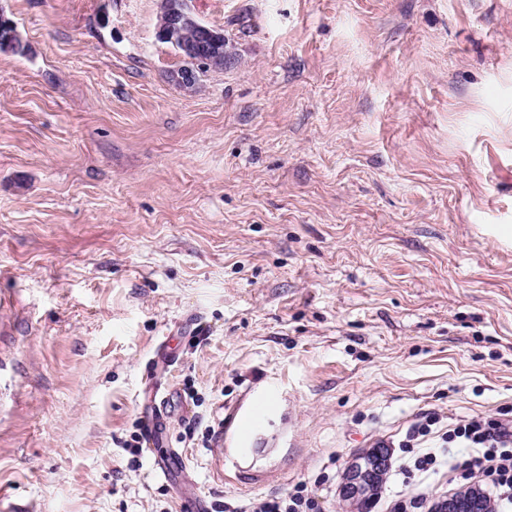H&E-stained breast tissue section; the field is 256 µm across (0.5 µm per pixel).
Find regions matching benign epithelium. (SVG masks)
Returning <instances> with one entry per match:
<instances>
[{
    "label": "benign epithelium",
    "mask_w": 512,
    "mask_h": 512,
    "mask_svg": "<svg viewBox=\"0 0 512 512\" xmlns=\"http://www.w3.org/2000/svg\"><path fill=\"white\" fill-rule=\"evenodd\" d=\"M166 20L160 25L159 33L163 41L179 48L187 55L195 56V61L203 68L212 71L224 68V57L220 50L223 34L200 22L192 13L190 0H165ZM194 30L203 36L200 43L186 39L188 31ZM371 466L360 458H355L348 466L341 485V495L355 503L367 491V476ZM438 512H481L478 500L463 502L451 495L444 497Z\"/></svg>",
    "instance_id": "obj_1"
}]
</instances>
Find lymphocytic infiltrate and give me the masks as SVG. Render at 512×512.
I'll return each mask as SVG.
<instances>
[{
  "instance_id": "f902f5d3",
  "label": "lymphocytic infiltrate",
  "mask_w": 512,
  "mask_h": 512,
  "mask_svg": "<svg viewBox=\"0 0 512 512\" xmlns=\"http://www.w3.org/2000/svg\"><path fill=\"white\" fill-rule=\"evenodd\" d=\"M440 417L423 415L407 432L400 448L406 459L405 478L435 470L440 463L433 442L457 443L469 448L463 460L455 462L458 481L465 486L484 483L496 493L499 503L512 504V417L475 415L439 430ZM224 512H321L316 494L306 484H296L288 493L225 504Z\"/></svg>"
}]
</instances>
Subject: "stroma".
<instances>
[{
    "instance_id": "35a3bbf8",
    "label": "stroma",
    "mask_w": 512,
    "mask_h": 512,
    "mask_svg": "<svg viewBox=\"0 0 512 512\" xmlns=\"http://www.w3.org/2000/svg\"><path fill=\"white\" fill-rule=\"evenodd\" d=\"M161 0H0V492L32 512H206L426 413L512 412V0H191L224 69L191 87ZM179 399L166 442L145 362ZM271 395L254 455L186 435ZM176 449L171 478L155 454Z\"/></svg>"
}]
</instances>
